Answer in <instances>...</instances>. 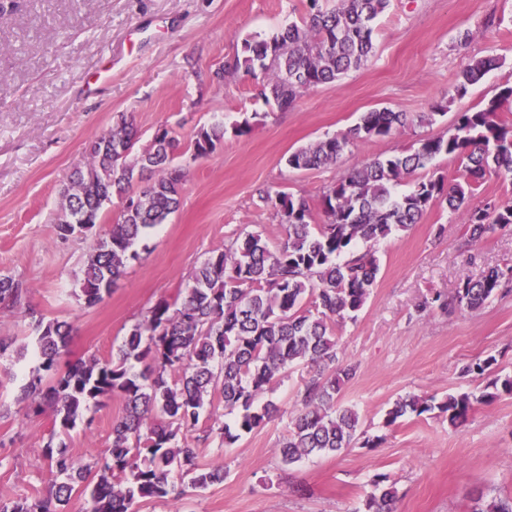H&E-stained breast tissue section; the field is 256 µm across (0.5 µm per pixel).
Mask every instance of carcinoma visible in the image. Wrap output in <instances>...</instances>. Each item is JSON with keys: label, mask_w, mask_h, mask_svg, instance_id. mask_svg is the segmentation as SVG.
Returning <instances> with one entry per match:
<instances>
[{"label": "carcinoma", "mask_w": 512, "mask_h": 512, "mask_svg": "<svg viewBox=\"0 0 512 512\" xmlns=\"http://www.w3.org/2000/svg\"><path fill=\"white\" fill-rule=\"evenodd\" d=\"M388 5L389 0H339L329 8L323 0H307L301 23L292 22L269 38L245 40L232 70L251 76L261 71L258 96L286 109L303 92L367 65L374 53V22ZM497 65L495 58L469 63L460 73L457 95L464 96L468 86ZM506 103H512V85L479 109L457 112L448 134L354 168L322 193L315 209L303 196L264 191L261 199L279 217L284 240L272 245L261 232H247L205 258L194 267L183 301H157L110 359L91 355L58 370L70 324L37 314L25 302L22 283L1 275L0 305L29 315L35 332L41 363L23 391L33 399L34 412L51 409L62 433L104 400H121L123 414L112 423V445L101 461L80 464L64 442H48L42 453L55 475L49 497L31 504L26 497L1 502L0 512H66L78 488L91 489L83 512H137L144 499L176 502L186 495L176 485L179 476L190 478L194 489L221 483L224 464L200 466L183 434L199 430L204 439L217 436L229 447L260 429L280 408L271 401L255 405L258 395L300 363L311 368V375L299 405L288 413L287 435L279 445L282 462L289 466L355 444L361 435L359 416L340 403V392L356 369L339 364L333 324L354 316L375 287L379 263L372 246L419 223L431 203L444 202L449 212L460 214L473 240L512 226L509 202L466 206L486 176L512 177V119L501 115ZM433 120L432 113L414 117L387 108L371 110L344 135L293 151L286 165L293 170L326 167L359 141ZM226 133L222 122L203 126L192 149L211 154ZM138 141L133 121L121 119L88 143L86 161L61 191V240L100 223L113 199L122 202L118 219L92 246L78 280V298L88 306L110 294L127 261L137 257L133 247L180 204L185 172L175 163L179 142L165 128L136 152ZM442 156L460 161L461 179L447 183L442 177H417ZM143 178L148 184L131 194L133 183ZM403 182L407 189L397 191ZM316 209L324 216L320 224L314 223ZM359 242L366 251L342 260ZM511 282L512 268L494 267L477 278H463L452 300L435 293L418 309L423 312L437 302L448 311H475ZM134 361L145 363L144 369L133 371ZM492 387V393L463 392L440 401L409 395L388 410L385 425L437 408L455 426L474 404L488 403L501 392L512 394V375L496 379ZM217 393L234 417L229 423L214 418L206 424L203 415ZM372 486L364 512H394L395 488L384 477ZM473 512H512V498H479Z\"/></svg>", "instance_id": "obj_1"}]
</instances>
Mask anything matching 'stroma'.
Returning a JSON list of instances; mask_svg holds the SVG:
<instances>
[{
	"label": "stroma",
	"instance_id": "stroma-1",
	"mask_svg": "<svg viewBox=\"0 0 512 512\" xmlns=\"http://www.w3.org/2000/svg\"><path fill=\"white\" fill-rule=\"evenodd\" d=\"M305 13L306 0H16L0 11V275L21 281L38 313L71 323L63 362L109 357L150 307L179 298L194 266L243 232L281 241L284 228L260 191L318 199L363 162L447 134L460 109L482 107L512 84V0H390L366 66L308 90L288 110L269 108L255 95L259 77L228 68L244 39L272 36ZM491 56L500 66L457 96L462 69ZM222 67L219 83L213 74ZM382 108L435 120L359 142L326 167H287L289 153ZM121 115L143 146L168 129L187 176L178 209L136 244L137 258L89 307L73 290L95 238L58 239L60 190L88 141ZM246 118L248 135L226 134L214 153L191 159L198 128ZM375 251V288L356 318L334 326L340 364L357 368L341 401L358 411L373 446L282 464L286 413L307 376L305 365L295 366L258 396L283 411L263 428L229 448L187 433L200 464L223 463L226 476L188 493L182 512H357L379 475L397 490L395 512H472L477 497H512V395L474 405L455 427L437 412L384 424L402 397L477 393L512 375V288L474 312L417 311L433 294L454 296L460 277L512 266V229L474 241L437 204ZM0 338L27 348L21 358L0 355V502L42 498L52 479L42 450L53 424L22 398L40 364L29 320L0 313ZM490 355L497 362L483 375L463 374ZM122 412L113 399L87 412L62 436L69 452L84 463L109 448Z\"/></svg>",
	"mask_w": 512,
	"mask_h": 512
}]
</instances>
